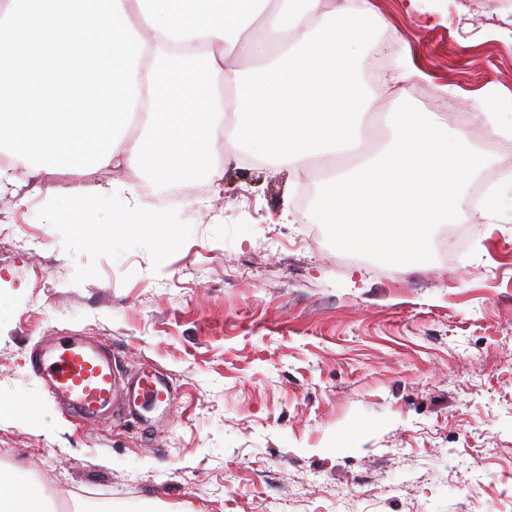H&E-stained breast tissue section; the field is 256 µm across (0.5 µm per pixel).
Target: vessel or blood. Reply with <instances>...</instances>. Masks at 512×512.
<instances>
[{
	"label": "vessel or blood",
	"mask_w": 512,
	"mask_h": 512,
	"mask_svg": "<svg viewBox=\"0 0 512 512\" xmlns=\"http://www.w3.org/2000/svg\"><path fill=\"white\" fill-rule=\"evenodd\" d=\"M33 366L46 379L50 393L67 400L73 416L84 421L100 417L102 408L114 402L125 416L137 419L143 407L172 398L169 388L148 370L138 372L123 396H116L112 352L90 336L58 339Z\"/></svg>",
	"instance_id": "1"
}]
</instances>
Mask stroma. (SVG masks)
I'll return each mask as SVG.
<instances>
[{
    "mask_svg": "<svg viewBox=\"0 0 512 512\" xmlns=\"http://www.w3.org/2000/svg\"><path fill=\"white\" fill-rule=\"evenodd\" d=\"M355 39L366 130L434 112L478 144L476 100L512 121L503 0H369ZM407 62L421 75L392 84ZM218 176L152 207L159 237L114 224L124 194L66 216L74 173L15 168L0 193V468L71 512H512V210L393 267L345 251L318 208L320 166L242 146ZM464 185L512 192V151ZM296 221L283 223V212ZM109 346L118 379L148 368L173 391L150 413L82 424L35 372L52 336Z\"/></svg>",
    "mask_w": 512,
    "mask_h": 512,
    "instance_id": "obj_1",
    "label": "stroma"
}]
</instances>
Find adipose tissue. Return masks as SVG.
Masks as SVG:
<instances>
[{
    "mask_svg": "<svg viewBox=\"0 0 512 512\" xmlns=\"http://www.w3.org/2000/svg\"><path fill=\"white\" fill-rule=\"evenodd\" d=\"M325 0H0V150L52 178L59 165L79 180L70 213L104 168L147 172L165 183L213 172L209 149L250 144L305 171L326 173L319 206L343 249H368L397 266L419 258L435 224H467L462 189L484 164L466 131L440 126L425 112H392V135L366 145L370 102L359 92L351 45L319 21ZM203 60L208 89L177 77L168 63L146 69L128 57L152 50ZM248 50L253 80L227 65ZM233 90L238 119L227 124L222 90ZM181 111H172L173 102ZM137 119L140 134L122 136ZM347 153L356 162L340 167ZM0 512H46L41 492L0 475Z\"/></svg>",
    "mask_w": 512,
    "mask_h": 512,
    "instance_id": "ef3b65f1",
    "label": "adipose tissue"
}]
</instances>
